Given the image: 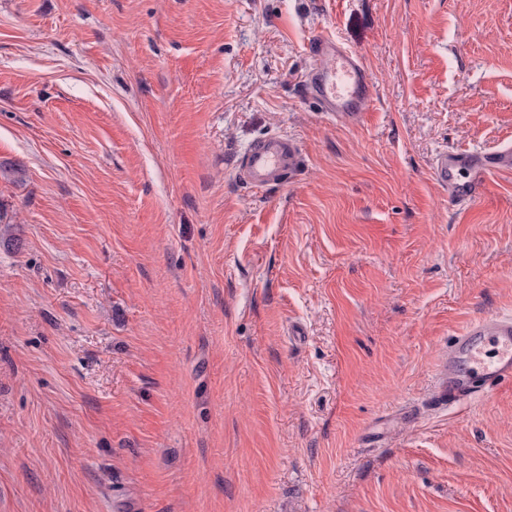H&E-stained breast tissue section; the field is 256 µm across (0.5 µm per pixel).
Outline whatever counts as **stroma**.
<instances>
[{
  "instance_id": "35a3bbf8",
  "label": "stroma",
  "mask_w": 512,
  "mask_h": 512,
  "mask_svg": "<svg viewBox=\"0 0 512 512\" xmlns=\"http://www.w3.org/2000/svg\"><path fill=\"white\" fill-rule=\"evenodd\" d=\"M507 146L512 0H0V512H512V384L434 404L512 317V171L430 170ZM309 51L320 60V66L305 74L301 82L304 93L315 99L323 111L360 120L374 93L365 66L330 36L314 38ZM299 159L297 143L287 136L266 134L255 139L238 162L240 178L256 188L288 182ZM512 170L511 147L493 152L445 150L432 164V174L448 188V202L460 209L479 202L487 188L492 174ZM467 173V179L460 181L457 175Z\"/></svg>"
}]
</instances>
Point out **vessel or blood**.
Here are the masks:
<instances>
[{
	"mask_svg": "<svg viewBox=\"0 0 512 512\" xmlns=\"http://www.w3.org/2000/svg\"><path fill=\"white\" fill-rule=\"evenodd\" d=\"M309 51L320 65L305 74L302 88L323 111L360 120L374 93L362 62L330 36L314 38ZM299 159L296 142L280 134L255 139L238 163L240 178L256 188L281 185ZM512 170V149L493 153L446 150L432 164L449 203L465 209L479 202L492 174ZM512 379V320L490 317L456 336L438 373L435 402L448 406Z\"/></svg>",
	"mask_w": 512,
	"mask_h": 512,
	"instance_id": "obj_1",
	"label": "vessel or blood"
}]
</instances>
